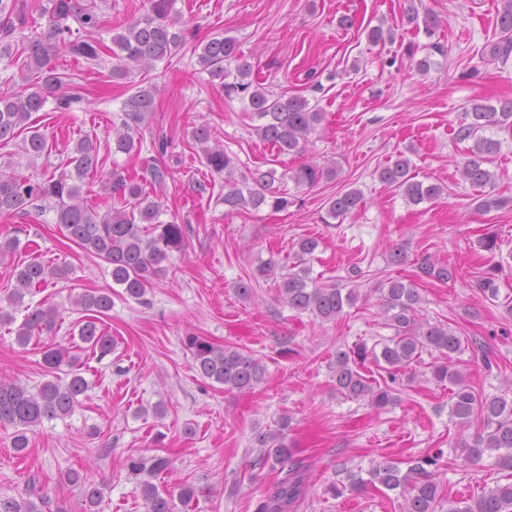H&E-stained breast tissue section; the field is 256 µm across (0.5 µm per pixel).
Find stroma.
Masks as SVG:
<instances>
[{"mask_svg": "<svg viewBox=\"0 0 512 512\" xmlns=\"http://www.w3.org/2000/svg\"><path fill=\"white\" fill-rule=\"evenodd\" d=\"M501 0H174L172 15L189 29L187 43L171 60L148 75L131 72L115 79L110 68L87 70L68 54L50 66L73 77L82 95L71 112L53 103L33 113L31 123L48 141V154L30 162L22 138L0 145V163L31 175L58 169L82 138L106 144L118 123L123 101L137 86L153 89L154 110L137 137L140 151L108 155L104 169L142 172L155 141L166 140L162 160L170 177L159 194L168 217L186 227L184 249L173 254L154 281L145 303L116 298L105 326L117 341L111 354L97 357L80 350L81 372L90 388L71 416L43 422L28 435L25 455L13 448L14 430L0 427V496L24 493L30 476L52 501L75 506L78 488L61 473L75 470L104 488L99 512H146L140 486L152 480L175 490L195 484L200 494L178 512H254L270 485V468L256 466L259 435L291 420L288 436L295 455L310 466L308 489L293 512H400L396 492L332 496L331 484L349 474L367 476L383 460L405 461L441 454L439 481L446 497L474 498L483 488L505 482L491 458L480 471L465 469L452 448L459 438L448 416L449 389L426 372L423 354L417 379L402 386L399 399L378 411L337 394L330 365L337 349L374 344L392 336L380 307L379 287L387 279L414 281L422 316L447 323L462 339L476 337L484 350L463 349L456 366L484 394L512 383V275L501 277L497 299L483 297L472 283L493 260L512 266V134L499 133V153L489 168L502 207L476 209V193L458 166L465 144L453 127L473 102L499 105L512 99V58L494 59L495 28ZM436 16L434 36L412 29L403 19L408 8ZM348 16L353 24L341 27ZM392 28L391 41L369 43L364 29ZM235 38L254 74L276 94L301 95L317 104L325 118L300 154H276L255 133V119L236 98L225 97L216 80L201 69L197 51L212 36ZM442 53H426L429 41ZM416 43V56L407 46ZM430 68L420 71L419 59ZM212 128L224 147L237 155L241 172L275 168L281 184L298 203L287 211L262 207L225 214L219 197L223 176L201 163L191 137L194 126ZM409 152L420 180L442 185L434 202L406 203L381 183L379 166ZM334 165L335 180L299 187L288 179L300 164ZM214 179L213 194L199 195L196 182ZM359 189L366 205L344 222L322 223L326 203L336 192ZM495 235L500 249L486 251L481 240ZM18 236V249L0 258V299L14 284L17 266L36 258L63 270L61 278L33 289L26 306L58 310L52 333L19 346L13 324H0V378L37 389L48 379L42 348L73 344L84 314L74 305L83 293L112 287L110 267L63 237L54 211L0 215V240ZM303 238L319 247L311 256L314 277L347 287L345 274L360 266L357 303L337 319L321 321L288 309L277 300L274 280H260L251 301H241L234 284L274 258L288 263ZM409 261L392 264L396 247ZM431 255L460 271L456 282L418 279L416 258ZM189 333L260 358L266 373L247 392H228L201 379L181 344ZM490 365H483L482 354ZM162 405V416L151 415ZM166 456L168 471L157 476L128 470L131 457Z\"/></svg>", "mask_w": 512, "mask_h": 512, "instance_id": "35a3bbf8", "label": "stroma"}]
</instances>
